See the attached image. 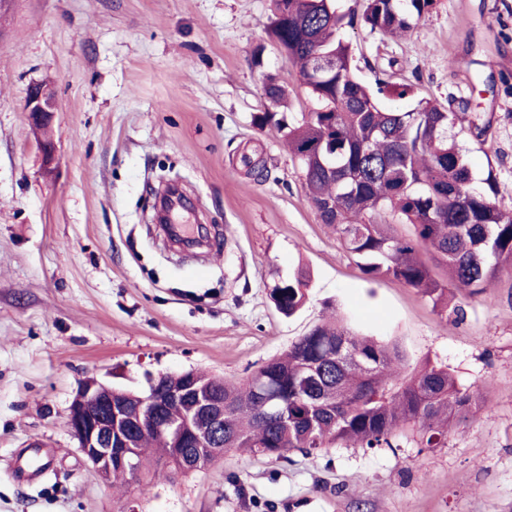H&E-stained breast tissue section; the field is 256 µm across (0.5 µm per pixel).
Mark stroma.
<instances>
[{
    "label": "stroma",
    "instance_id": "1",
    "mask_svg": "<svg viewBox=\"0 0 512 512\" xmlns=\"http://www.w3.org/2000/svg\"><path fill=\"white\" fill-rule=\"evenodd\" d=\"M273 16V0L0 5V512H512V269L438 306L364 275L281 134L254 122L267 72L288 86L289 120L313 107L268 38ZM344 37L359 79L412 87L384 107L491 115L485 145L457 141L512 210V0H433L401 35ZM35 82L58 101L50 174L24 110ZM172 179L195 205L180 221L211 233L193 258L153 222L152 193ZM300 269L308 299L288 317L269 290ZM333 316L397 345L406 371L447 366L492 411L439 448L400 432L389 448L230 451L173 475L154 455L129 483L104 481L69 431L86 378L133 392L189 370L239 381Z\"/></svg>",
    "mask_w": 512,
    "mask_h": 512
}]
</instances>
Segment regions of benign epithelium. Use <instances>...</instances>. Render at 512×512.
<instances>
[{
	"label": "benign epithelium",
	"instance_id": "7a95c632",
	"mask_svg": "<svg viewBox=\"0 0 512 512\" xmlns=\"http://www.w3.org/2000/svg\"><path fill=\"white\" fill-rule=\"evenodd\" d=\"M31 125L37 130L50 127L56 112V96L53 87L46 82L31 84L24 104ZM190 199L181 195L178 202L161 209L160 200H155L153 210L160 214V223L171 225L170 216L178 207H187ZM161 377H151L148 390L122 398L124 392L106 385L95 378L86 379L74 396L67 415V426L78 441L80 451L105 480L112 477V465L118 464L126 470H134L132 457L122 452L133 447L127 429L143 430L145 426L168 438L169 447L177 449L176 456L186 469L193 471L204 468L194 463L191 449L182 447L186 431L193 430L201 442L219 438L220 433L204 426L195 428L197 416L207 417L215 422L224 421V403L212 395H203L191 384L167 393L155 391ZM187 403L190 405L185 419L161 422L155 417V407L166 404Z\"/></svg>",
	"mask_w": 512,
	"mask_h": 512
}]
</instances>
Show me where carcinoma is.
I'll return each instance as SVG.
<instances>
[{"mask_svg": "<svg viewBox=\"0 0 512 512\" xmlns=\"http://www.w3.org/2000/svg\"><path fill=\"white\" fill-rule=\"evenodd\" d=\"M282 2L284 17L271 21L268 34L298 66L316 107L293 124L278 117L288 88L268 74L264 91L273 110L257 122L276 128L301 163L307 201L321 223L336 227L370 279H392L435 306L450 284L470 295L483 293L512 266V211L496 202L493 168L475 188L456 141L457 113L425 98L406 111L383 107L379 95L389 82L379 80L373 88L356 77L343 35L358 23L403 32L431 0H363L359 15L340 12L335 0ZM318 54L336 59V70L321 80L314 70ZM491 127L488 114H469L467 133L477 143L487 142ZM385 210L411 225V235L366 220ZM308 287V275L299 269L270 297L290 316ZM187 376L224 400V451L275 458L337 443L391 448L393 432L404 426L420 433L426 447L437 448L449 425L491 409L481 394L458 388L448 368L428 362L407 374L396 346L358 336L339 322L315 326L241 382L187 371L163 378L157 390L177 389ZM260 387L274 394L273 405L262 402ZM150 446L171 454L167 442L150 432L133 453L136 469Z\"/></svg>", "mask_w": 512, "mask_h": 512, "instance_id": "obj_1", "label": "carcinoma"}]
</instances>
